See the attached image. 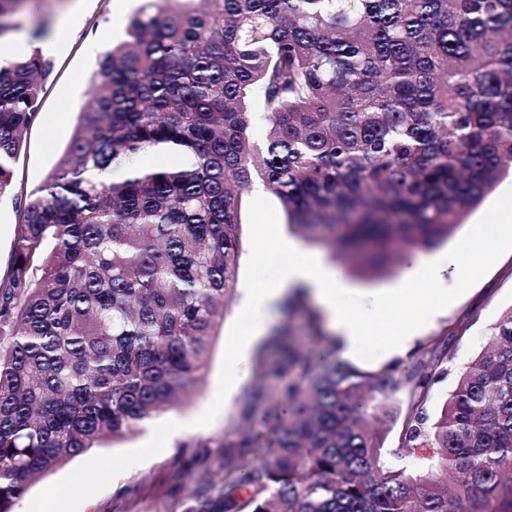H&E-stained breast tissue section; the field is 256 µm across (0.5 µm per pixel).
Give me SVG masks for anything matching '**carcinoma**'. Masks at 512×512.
<instances>
[{
  "mask_svg": "<svg viewBox=\"0 0 512 512\" xmlns=\"http://www.w3.org/2000/svg\"><path fill=\"white\" fill-rule=\"evenodd\" d=\"M24 2L0 0V38ZM126 34L0 277V512L203 378L254 181L376 275L512 173V0H142ZM53 70L37 48L0 65V200ZM161 150L180 160L141 164ZM439 345L403 379L283 345L263 423L242 413L218 480L177 475L181 512H512V312L431 423ZM400 390L411 473L367 423Z\"/></svg>",
  "mask_w": 512,
  "mask_h": 512,
  "instance_id": "1",
  "label": "carcinoma"
}]
</instances>
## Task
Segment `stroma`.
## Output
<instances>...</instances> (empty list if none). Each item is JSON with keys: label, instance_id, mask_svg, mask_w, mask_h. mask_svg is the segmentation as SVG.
Returning <instances> with one entry per match:
<instances>
[{"label": "stroma", "instance_id": "1", "mask_svg": "<svg viewBox=\"0 0 512 512\" xmlns=\"http://www.w3.org/2000/svg\"><path fill=\"white\" fill-rule=\"evenodd\" d=\"M70 4L71 0H27L17 17L22 35L29 38L36 32L54 31ZM137 6V0H87L80 30L53 58L54 71L45 85L41 110L25 135L14 166L16 191L27 192L43 184L69 145L80 111L91 99V76L98 59L85 54L86 37H102L107 47L122 41ZM510 207L512 176L504 178L462 218L447 243L423 253L427 264L449 255L455 257V265L444 272L452 290L447 305L439 310L424 297L413 308L396 305L385 312L383 321L387 324L412 315L427 325L405 354L386 356L382 338L370 336L352 360L362 370H386L400 379L430 340L447 337V362L429 390L430 416L439 414L460 373L471 366L488 342L494 324L512 311V225L502 230L497 248L481 262L478 271L460 265L491 214ZM241 221L237 289L210 348L202 382L174 411L187 426L183 435L170 438L163 430L164 417H157L134 437L113 447L92 449L29 483L16 500L14 512H36L42 502L48 503L52 512H165L179 495L177 471L217 474L222 453L219 442L236 428L242 411L252 408L254 420L262 419L266 403L254 400L253 391L261 384L267 395L275 394L280 380L267 369L276 357L274 349L259 345L250 350L233 379L226 376L227 362L241 355L242 338L256 319L246 304L248 291L272 286L288 262L283 244L299 245L303 239L289 228L283 208L268 193L244 196ZM409 257L408 250L398 251L390 272L379 279H351L353 296H338V304L363 311L371 305V294L384 292L398 297L409 289L424 287V280L412 271Z\"/></svg>", "mask_w": 512, "mask_h": 512}]
</instances>
